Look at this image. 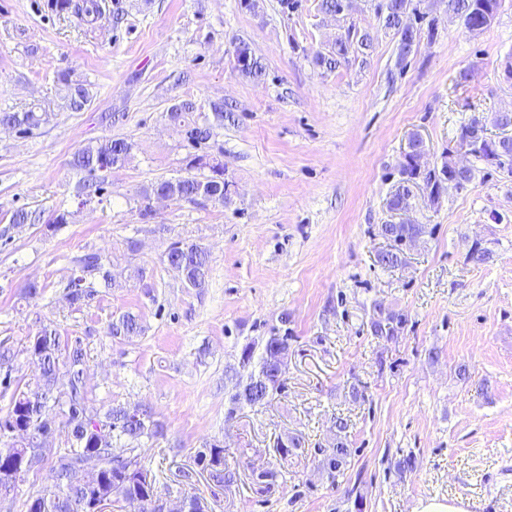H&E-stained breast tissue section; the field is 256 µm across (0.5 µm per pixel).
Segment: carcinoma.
Here are the masks:
<instances>
[{
  "mask_svg": "<svg viewBox=\"0 0 512 512\" xmlns=\"http://www.w3.org/2000/svg\"><path fill=\"white\" fill-rule=\"evenodd\" d=\"M63 12H74L97 20L103 15L99 0H56ZM484 3L490 8H500L502 0H448V8L470 32L479 31L476 5ZM417 14L413 0H383L377 14L384 29L398 37L400 59H405L407 42L416 38L414 26L405 21L408 14ZM353 41L347 37L336 41L330 49L316 57V63L330 70L346 59ZM234 67L243 76L259 80L265 68L254 55L249 43L239 41L234 48ZM63 85L66 106L80 112L91 102L85 84L73 81L70 73L58 76ZM197 111L192 101L173 105L167 113L168 120L182 128L187 140L198 145L211 136L212 126L199 125L190 118ZM47 119V113L28 110L25 112H1L0 125L11 126L21 132L38 128ZM486 129L477 119L461 130L460 144L479 143L473 156L483 162L496 165L512 174V137L498 144L500 155L490 157L487 149ZM133 144L124 138L105 139L75 153L72 167L85 173L75 189L76 195L88 202L100 192L105 181L104 173L122 166L131 154ZM421 148L414 147L406 153L407 161L400 169L401 179L392 195L389 206L401 209L403 197L411 187L422 180L430 200L436 201L452 185L456 188L470 183L474 169L465 172L463 181L448 178V162L439 171H422L416 162ZM187 168L200 170V175H188L178 179L163 180L143 189L141 196L148 200L153 196L194 202L205 199L215 203L228 200L224 182V163L207 155H195L188 159ZM208 173H203V170ZM381 235L390 242V248L378 254V262L395 267L402 261L404 246L416 241L425 233L423 224H383ZM164 263L175 272L187 288H202L206 284L210 268L208 252L196 243H174L165 255ZM112 285V264L98 252H86L73 259V272L67 287L68 300L81 304L97 294V287ZM378 319L372 322L373 335L389 337L398 333L403 320L400 316L378 307ZM142 333L139 317L127 312L109 327V334L131 340ZM288 347V335L274 334L265 341L258 374L240 388L229 401L228 414L246 404L258 406L284 385V369L281 368L282 351ZM25 352L34 367L33 377L23 383L19 379L3 386L12 390L11 409L0 418V427L15 423L23 432L8 436L0 432V495L6 491L17 494L28 475L44 461L47 452L30 453L32 448H43L56 424V419L66 427L72 437L70 447L55 452L52 471L55 483L50 486L30 488L23 506L25 512H94L97 502L108 501L114 512H123L136 498H146L148 490L142 474L117 466V460L136 457L142 442L163 435V424L154 419L150 411L139 406H118L101 412L89 403L84 380L86 350L81 338L63 337L48 326L40 328L28 337ZM106 422L110 429L107 437L97 433L95 424ZM123 442L122 447H112V441ZM351 449L346 438H337L336 447L323 454V468L332 474L344 471ZM197 464L209 478L220 486L234 483L236 472L227 463L223 446L213 443L197 452Z\"/></svg>",
  "mask_w": 512,
  "mask_h": 512,
  "instance_id": "obj_1",
  "label": "carcinoma"
}]
</instances>
